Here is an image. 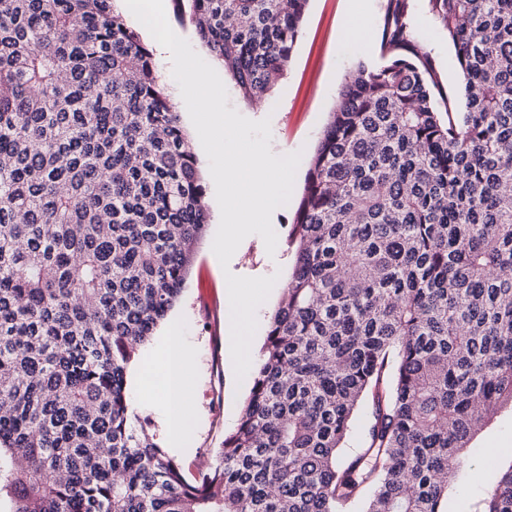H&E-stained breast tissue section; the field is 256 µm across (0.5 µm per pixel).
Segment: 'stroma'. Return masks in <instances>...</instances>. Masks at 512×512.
Segmentation results:
<instances>
[{
    "label": "stroma",
    "instance_id": "obj_1",
    "mask_svg": "<svg viewBox=\"0 0 512 512\" xmlns=\"http://www.w3.org/2000/svg\"><path fill=\"white\" fill-rule=\"evenodd\" d=\"M390 7L389 0H308L300 35L282 79L263 99L249 102L227 70H220L229 95L227 109L248 119H270V150L282 155L302 151L311 157L333 111L346 77L359 64L381 63V32ZM358 17L368 33L366 43L346 34L351 17ZM408 22L418 43L429 51L430 76L451 112L465 109L460 93L461 74L456 50L446 32L431 14L428 0H409ZM306 165H299L289 203L274 211L273 228L283 244L280 256L268 255L261 237L242 241L228 270H221L209 253L211 237L218 224L209 222L183 287L181 296L136 360L148 364L152 375L165 370V358L157 352L170 325H177L194 351L193 369L186 378V390L198 409L193 435L185 453L175 459L191 481H202L214 462L225 433L233 430L252 387L251 378L236 382L229 350L225 346V290L227 274L263 277L277 273V285L264 303L255 333V345H262L270 317L276 309L294 261L286 242L296 220L304 193Z\"/></svg>",
    "mask_w": 512,
    "mask_h": 512
}]
</instances>
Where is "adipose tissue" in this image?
<instances>
[{"label":"adipose tissue","mask_w":512,"mask_h":512,"mask_svg":"<svg viewBox=\"0 0 512 512\" xmlns=\"http://www.w3.org/2000/svg\"><path fill=\"white\" fill-rule=\"evenodd\" d=\"M168 367L161 378H153L146 369H139L135 383L141 396H149L152 389H159V403L167 418V436L173 447L186 444L195 425L197 410L184 393L185 377L193 363L190 350L180 346L177 334L166 340Z\"/></svg>","instance_id":"obj_1"}]
</instances>
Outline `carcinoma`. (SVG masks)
Instances as JSON below:
<instances>
[{"mask_svg": "<svg viewBox=\"0 0 512 512\" xmlns=\"http://www.w3.org/2000/svg\"><path fill=\"white\" fill-rule=\"evenodd\" d=\"M113 2L0 0V494L13 512H447L512 407V0H429L458 116L390 0L389 58L340 89L250 395L200 483L136 427L126 369L180 296L205 190ZM190 2L243 98L266 96L308 0ZM504 456L472 512H512ZM471 451L477 455L481 448H512V411L503 409L495 420L472 442Z\"/></svg>", "mask_w": 512, "mask_h": 512, "instance_id": "cac0c4a2", "label": "carcinoma"}]
</instances>
